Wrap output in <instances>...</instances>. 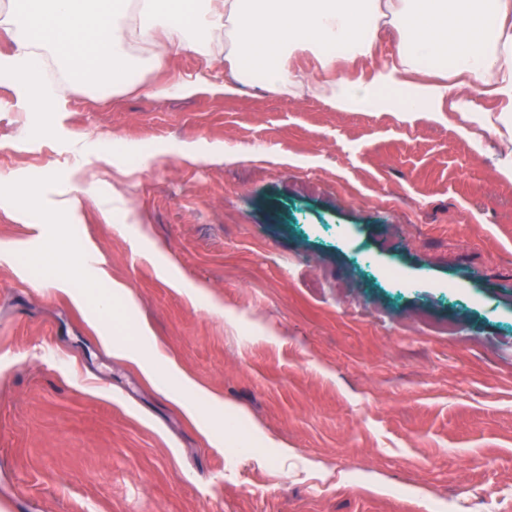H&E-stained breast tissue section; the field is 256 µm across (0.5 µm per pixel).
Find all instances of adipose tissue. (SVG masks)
I'll return each mask as SVG.
<instances>
[{"mask_svg":"<svg viewBox=\"0 0 512 512\" xmlns=\"http://www.w3.org/2000/svg\"><path fill=\"white\" fill-rule=\"evenodd\" d=\"M398 39L367 77L347 73L330 86L339 111L394 112L444 123L455 112L470 128L512 143V0H195L184 19L173 0H13L0 14L11 48L0 53L16 111H66L74 88L96 82L105 62L113 91L132 88L143 58L188 48L204 68L155 96H192L211 86L210 62L224 54L237 94L256 71L280 94L314 93L308 75L288 68L297 48L326 70L372 55L380 23ZM499 103L477 105L471 91Z\"/></svg>","mask_w":512,"mask_h":512,"instance_id":"1","label":"adipose tissue"}]
</instances>
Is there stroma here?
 Returning a JSON list of instances; mask_svg holds the SVG:
<instances>
[{"mask_svg":"<svg viewBox=\"0 0 512 512\" xmlns=\"http://www.w3.org/2000/svg\"><path fill=\"white\" fill-rule=\"evenodd\" d=\"M201 65L184 49L137 91L79 88L26 138L0 83V174L49 213L77 182L120 192L137 223L90 203L76 237L157 347L242 410L240 435L259 424L290 452L212 448L85 310L18 272L7 251L46 237L0 211V512H512L505 145L474 146L456 114L410 123L256 84L151 96ZM99 139L139 145L149 168L117 172ZM191 143L252 155L186 165L174 150Z\"/></svg>","mask_w":512,"mask_h":512,"instance_id":"obj_1","label":"stroma"}]
</instances>
